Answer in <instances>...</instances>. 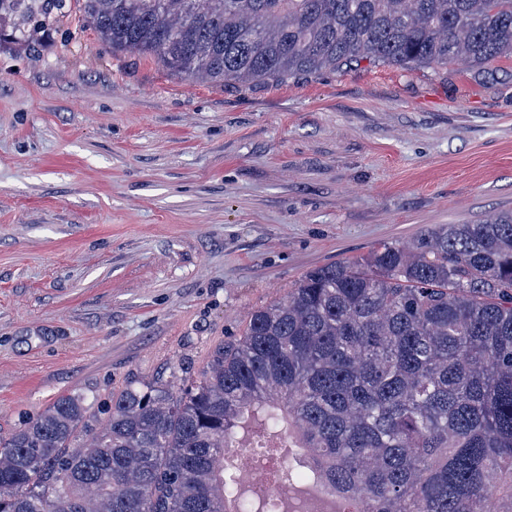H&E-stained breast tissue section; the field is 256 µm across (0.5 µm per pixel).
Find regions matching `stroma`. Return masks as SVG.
<instances>
[{"instance_id": "obj_1", "label": "stroma", "mask_w": 512, "mask_h": 512, "mask_svg": "<svg viewBox=\"0 0 512 512\" xmlns=\"http://www.w3.org/2000/svg\"><path fill=\"white\" fill-rule=\"evenodd\" d=\"M512 210V61L247 84L0 27V439L200 370L308 270Z\"/></svg>"}]
</instances>
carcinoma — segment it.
Returning a JSON list of instances; mask_svg holds the SVG:
<instances>
[{
    "label": "carcinoma",
    "mask_w": 512,
    "mask_h": 512,
    "mask_svg": "<svg viewBox=\"0 0 512 512\" xmlns=\"http://www.w3.org/2000/svg\"><path fill=\"white\" fill-rule=\"evenodd\" d=\"M63 0H0L23 32ZM112 52L213 83L512 61V0H82ZM295 439L257 496L227 454ZM512 512V212L307 271L195 379L59 397L0 442V512Z\"/></svg>",
    "instance_id": "1"
}]
</instances>
